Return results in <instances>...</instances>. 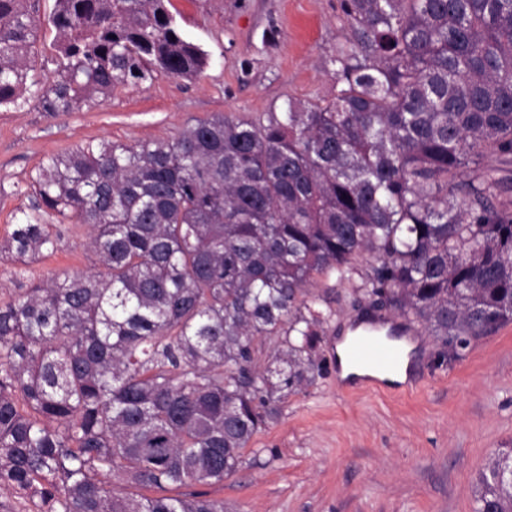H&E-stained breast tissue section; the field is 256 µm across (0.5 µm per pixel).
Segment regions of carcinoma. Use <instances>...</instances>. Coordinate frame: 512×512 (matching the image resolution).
<instances>
[{"label": "carcinoma", "mask_w": 512, "mask_h": 512, "mask_svg": "<svg viewBox=\"0 0 512 512\" xmlns=\"http://www.w3.org/2000/svg\"><path fill=\"white\" fill-rule=\"evenodd\" d=\"M0 0V106L17 105L43 23L46 112L193 77L210 54L171 0ZM335 92L259 121L217 113L171 140L49 157L0 255L88 228L98 271L0 305V489L37 512H224L205 495L313 379L327 316L303 299L365 256V294L460 348L512 321V0H340ZM479 171L466 177L469 169ZM275 343L258 361V344ZM119 478L128 493L112 487ZM476 512H512V448Z\"/></svg>", "instance_id": "carcinoma-1"}]
</instances>
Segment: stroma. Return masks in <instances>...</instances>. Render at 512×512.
Wrapping results in <instances>:
<instances>
[{
  "mask_svg": "<svg viewBox=\"0 0 512 512\" xmlns=\"http://www.w3.org/2000/svg\"><path fill=\"white\" fill-rule=\"evenodd\" d=\"M172 11L211 55L201 75L121 88L79 112L0 108V240L34 206L29 185L47 156L90 141L171 139L217 112L254 119L291 99L332 98L329 57L345 33L339 0H172ZM59 231L52 255L0 258L1 303L19 284L93 270L87 228ZM373 265L361 259L350 281L307 290V304L329 316L314 380L289 394L223 484L183 485L177 495L202 491L230 512H474L486 461L512 448V322L456 350L419 335L416 388L347 393L333 350L349 320L374 312L361 288Z\"/></svg>",
  "mask_w": 512,
  "mask_h": 512,
  "instance_id": "35a3bbf8",
  "label": "stroma"
}]
</instances>
